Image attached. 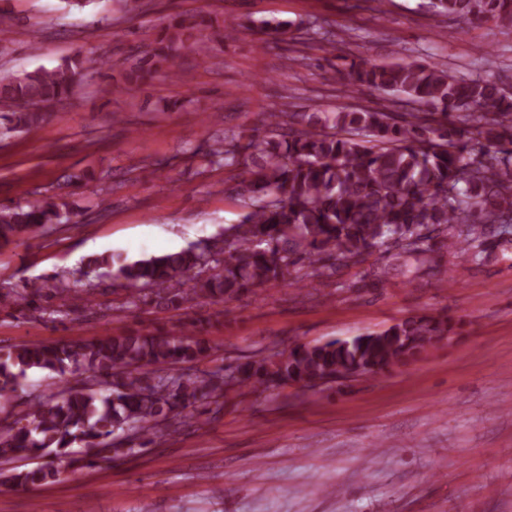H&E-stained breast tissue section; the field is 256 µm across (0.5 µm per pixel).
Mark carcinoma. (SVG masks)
<instances>
[{
	"label": "carcinoma",
	"mask_w": 512,
	"mask_h": 512,
	"mask_svg": "<svg viewBox=\"0 0 512 512\" xmlns=\"http://www.w3.org/2000/svg\"><path fill=\"white\" fill-rule=\"evenodd\" d=\"M437 15L463 28L483 19L512 27V0H429ZM202 17L172 18L130 74L147 81L177 54L203 49ZM289 23L263 20L260 29L279 47ZM84 77L79 55L53 70H35L0 82V104L15 127L43 120L39 104L69 97ZM350 94L364 90L400 96L410 112L367 109L357 103L336 112H268L271 134L224 135L202 152L244 170L231 191L252 209L225 239L178 252L127 260L97 255L90 271H104L131 290L130 304L178 308L193 299L222 302L283 280L295 267L323 279L340 266L374 253L400 261L424 260L440 239L448 251L483 259L485 240L512 224V90L496 78L455 75L440 64L413 60L347 64ZM69 204L44 196L26 205H0V247L40 229L68 224ZM88 291L30 282L0 291V308L18 307L54 319L71 305L87 311ZM208 318L192 320L193 333L130 329L107 338L24 343L0 353V403L24 389L30 370L80 385L49 387L18 418L0 420V477L37 486L56 476L47 465L7 468L21 456L69 458L74 471L140 452L161 441L184 412L202 400L223 404L274 386L313 388L326 378L383 373L426 352L454 333L448 318L418 316L387 329L326 343L295 345L276 357L255 353L231 368L173 373L214 347L204 338Z\"/></svg>",
	"instance_id": "carcinoma-1"
}]
</instances>
